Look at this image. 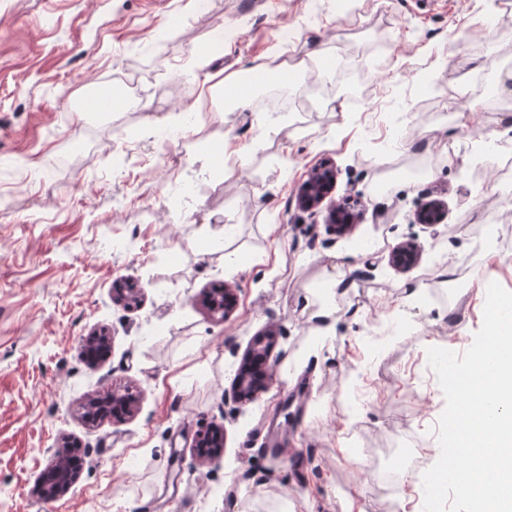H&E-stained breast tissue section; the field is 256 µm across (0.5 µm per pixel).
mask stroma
<instances>
[{
	"label": "stroma",
	"instance_id": "1",
	"mask_svg": "<svg viewBox=\"0 0 512 512\" xmlns=\"http://www.w3.org/2000/svg\"><path fill=\"white\" fill-rule=\"evenodd\" d=\"M300 62L279 111L224 95ZM504 128L512 0H0V512H340L346 493L423 512L445 406L427 350L470 347L479 282L512 291V177L482 146ZM322 162L335 199L361 200L342 237L296 204ZM433 199L444 223L416 224ZM409 239L420 263L396 271ZM129 275L132 310L112 298ZM222 283L238 301L220 320L200 298ZM272 326L273 381L236 402ZM111 389L135 414L87 421ZM74 442L75 485L34 496ZM421 258L420 246L415 240H406L398 243L389 254V264L395 270L408 271L414 267Z\"/></svg>",
	"mask_w": 512,
	"mask_h": 512
}]
</instances>
